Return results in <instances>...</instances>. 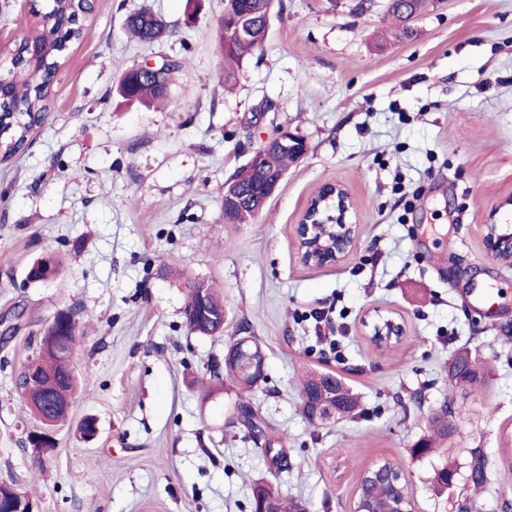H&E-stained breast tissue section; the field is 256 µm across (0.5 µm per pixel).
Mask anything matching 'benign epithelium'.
<instances>
[{"mask_svg":"<svg viewBox=\"0 0 512 512\" xmlns=\"http://www.w3.org/2000/svg\"><path fill=\"white\" fill-rule=\"evenodd\" d=\"M275 144L295 149L305 154L301 146L305 145L299 136L285 130L276 138ZM335 201L334 211L327 210L323 203L327 200ZM353 207L349 189L339 183H325L321 185L308 202L299 224L296 225V238L300 260L305 265H334L342 261L353 249L357 238V227L349 221V213ZM486 245L491 255L498 252L512 254V234L501 233L495 224L486 225ZM375 334L385 340L404 334V326L393 317L384 318V323L376 324ZM227 358L238 361L247 360L250 369H258V377L264 375L265 355L262 347L252 336H239L230 347ZM339 413L336 403L330 401H315L312 403L311 418L313 422L320 423L332 419ZM49 430L33 432L30 444L37 454L47 451L53 443L50 428L56 422L46 420ZM383 483L392 488L395 498L394 512H413V505L406 486L402 482V475L392 468L377 462L364 471L357 483L353 496L351 512H371L369 508L370 488ZM8 512H35L32 498L14 491V498Z\"/></svg>","mask_w":512,"mask_h":512,"instance_id":"7a95c632","label":"benign epithelium"}]
</instances>
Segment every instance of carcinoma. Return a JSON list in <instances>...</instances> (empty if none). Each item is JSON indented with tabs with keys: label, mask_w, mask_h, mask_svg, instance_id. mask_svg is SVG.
Wrapping results in <instances>:
<instances>
[{
	"label": "carcinoma",
	"mask_w": 512,
	"mask_h": 512,
	"mask_svg": "<svg viewBox=\"0 0 512 512\" xmlns=\"http://www.w3.org/2000/svg\"><path fill=\"white\" fill-rule=\"evenodd\" d=\"M275 0H224V14L219 18L216 37L221 53V69L224 70V83L237 80V70L244 57L263 48ZM400 4L388 8L397 21L393 36L408 37L411 29L406 17L399 12ZM91 5L86 0H45L38 9L37 30L21 41L17 53L10 57L9 65L0 72V83L11 87L10 93L0 99V147L5 156L18 153L25 147L29 132L35 127L38 114L47 111L51 83L55 74L66 62L64 52L67 43L78 41L83 35L80 20L90 13ZM128 32L144 42H151L163 33V23L147 10H137L126 20ZM50 42L56 48L55 56L36 65L26 60V46L31 42ZM182 67V62L170 59L162 64L159 72L146 71L138 66L126 70L118 80L115 93L118 104L125 106L145 105L151 101L166 99L165 87L172 81V75ZM263 155L262 165L255 167L246 164L235 172L231 179L243 189L251 191L261 188L267 177L284 173L288 166L300 160V156L286 149L268 147L256 150ZM260 214L256 207L246 203L237 208H227L224 213L226 224H247ZM188 302L185 308L188 329L200 335H214L224 320V304L216 295L214 286L204 280H189ZM45 338L39 341L38 356L28 369L37 376L22 379L23 399L49 400L63 386L70 394H75L77 378L70 364L78 339V322L74 312L56 315L44 328ZM471 353L463 348L448 363V384L456 389L465 387L473 393H481L484 376L477 369L467 367ZM225 379L239 390L248 391L256 386V378L243 371L235 362L224 363ZM214 373L215 378L222 376ZM324 375L309 372L300 382V410L308 415L312 400L323 391ZM336 405L341 417L354 416L360 408L358 395L342 380H336ZM427 435L423 438L424 447L416 448V456L431 453L435 444L445 442L457 434L456 425L448 424L447 413L435 412L427 418ZM469 477L472 485L482 487L488 479V461L479 448L469 449ZM269 499L276 505L277 512H309L305 501L282 496L270 483L258 479L252 484V506L259 505L260 499Z\"/></svg>",
	"instance_id": "cac0c4a2"
}]
</instances>
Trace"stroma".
Masks as SVG:
<instances>
[{
  "instance_id": "obj_1",
  "label": "stroma",
  "mask_w": 512,
  "mask_h": 512,
  "mask_svg": "<svg viewBox=\"0 0 512 512\" xmlns=\"http://www.w3.org/2000/svg\"><path fill=\"white\" fill-rule=\"evenodd\" d=\"M386 5L284 0L228 91L215 42L224 0H94L44 123L0 160V324L19 326L0 341V482L38 512H251L262 477L311 512H350L362 473L387 459L402 463L415 512H512V265L483 243L485 225L512 233V0H442L406 39L390 36ZM143 7L164 23L150 44L125 27ZM35 27L31 0H0V46ZM164 56L183 62L168 102L118 105L120 75ZM283 130L305 156L253 223H225V181ZM326 182L348 187L358 239L343 261L306 267L295 226ZM46 255L58 278L29 281ZM193 279L223 297V333L187 330ZM489 285L488 307L476 295ZM69 308L87 389L38 455L28 436L42 424L20 376ZM378 311L403 323L398 342L372 340L364 322ZM243 330L265 349V381L213 387ZM462 348L485 374L481 394L448 386ZM309 371L349 385L359 414L309 422ZM240 403L266 437L238 421ZM445 406L460 437L414 456ZM269 438L288 458L276 472ZM472 448L490 463L479 489ZM447 461L456 481L440 492L432 478Z\"/></svg>"
}]
</instances>
